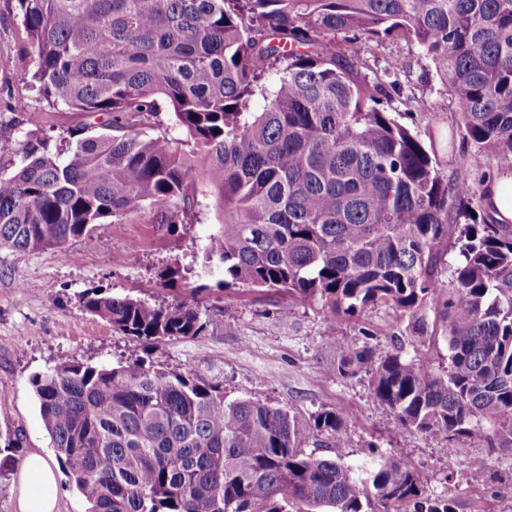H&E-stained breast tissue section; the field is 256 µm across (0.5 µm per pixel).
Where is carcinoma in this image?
I'll use <instances>...</instances> for the list:
<instances>
[{"label":"carcinoma","instance_id":"carcinoma-1","mask_svg":"<svg viewBox=\"0 0 512 512\" xmlns=\"http://www.w3.org/2000/svg\"><path fill=\"white\" fill-rule=\"evenodd\" d=\"M47 106L105 132L67 148L28 140L0 164V250L92 240L144 204L160 224L200 206L215 229L202 274L332 314L379 305L430 349L379 356L334 338L331 372L370 376L403 427L512 449V224L470 173L512 163V0H16ZM403 39L431 59L473 145L448 177L369 80L354 47ZM161 112L180 131L148 136ZM457 250L451 266L448 248ZM450 288H442L443 274ZM87 313L147 346L200 334L196 307L86 292ZM436 314L428 323V313ZM448 345L447 362L431 352ZM32 385L60 468L88 512H391L418 478L384 457L354 474L309 436L345 448L340 408L303 422L194 370L77 360Z\"/></svg>","mask_w":512,"mask_h":512}]
</instances>
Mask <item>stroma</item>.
<instances>
[{"label": "stroma", "mask_w": 512, "mask_h": 512, "mask_svg": "<svg viewBox=\"0 0 512 512\" xmlns=\"http://www.w3.org/2000/svg\"><path fill=\"white\" fill-rule=\"evenodd\" d=\"M359 56L373 72L393 59L410 63L405 93L420 108L393 103L392 114L411 129L445 175L458 170L471 151L459 127V108L417 45L396 41L361 45ZM35 59L14 0H0V161L16 159L22 142L47 137L67 143L78 125L99 132L98 117L48 109L29 82ZM39 113L31 125L30 113ZM190 229L158 223L155 207L145 205L121 223L95 225L92 242H68L36 251L0 250V434L21 431L15 453H52L31 381L73 360L112 365L137 358L169 370L189 367L223 387L227 399H251L302 418L322 409L345 408L342 428L348 445L344 463L359 470L371 455L392 456L419 478L424 499L452 500L456 512H512V454L480 438L460 440L463 455L451 457L449 442L399 427L370 395L365 374L339 376L332 338L378 354L402 342L406 357L422 352L392 309L378 307L354 318H333L321 304L294 303L265 288L226 294L217 278L200 276L202 245L213 230L211 213L190 214ZM131 296L160 303L179 296L196 301L215 326L200 335L173 338L148 348L85 313L81 294ZM482 460L483 484L467 480L472 460Z\"/></svg>", "instance_id": "obj_1"}]
</instances>
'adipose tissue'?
I'll return each instance as SVG.
<instances>
[{
	"label": "adipose tissue",
	"mask_w": 512,
	"mask_h": 512,
	"mask_svg": "<svg viewBox=\"0 0 512 512\" xmlns=\"http://www.w3.org/2000/svg\"><path fill=\"white\" fill-rule=\"evenodd\" d=\"M59 492L54 462L45 454H28L20 469V512H55Z\"/></svg>",
	"instance_id": "ef3b65f1"
}]
</instances>
